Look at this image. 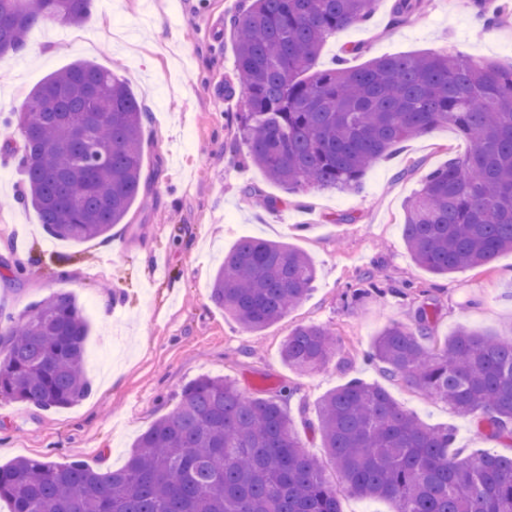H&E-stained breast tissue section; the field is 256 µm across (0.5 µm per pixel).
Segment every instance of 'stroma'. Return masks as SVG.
<instances>
[{"instance_id": "stroma-1", "label": "stroma", "mask_w": 512, "mask_h": 512, "mask_svg": "<svg viewBox=\"0 0 512 512\" xmlns=\"http://www.w3.org/2000/svg\"><path fill=\"white\" fill-rule=\"evenodd\" d=\"M245 0H95L75 26L49 21L25 46L0 59V144H19L7 125L28 93L68 64L109 68L146 108L144 203L110 238L81 242L50 236L21 202V167L0 168V313L28 317L49 295H71L85 316L84 373L89 394L56 409L0 398V465L21 457L78 461L96 470L122 467L134 440L173 411L181 390L204 375L234 381L245 396L289 391L288 412L307 451L329 479L335 468L321 446L316 409L328 392L358 377L386 388L430 425L455 430L463 453L512 456L446 404L385 377L366 357L394 323H413L432 304L434 342L460 325L512 335V253L493 263L436 277L410 258L402 237L404 206L422 178L470 144L440 126L409 139L343 192L289 193L244 161L233 87L229 20ZM395 0H377L373 16L327 38L318 68L341 61L444 52L512 66V13L482 28L468 0H427L424 14L395 21ZM245 236L288 243L310 256L317 277L307 298L281 321L253 332L211 298L217 267ZM24 266L16 276V266ZM377 269L380 293L353 301L365 273ZM318 324L336 333L339 362L300 373L281 358L289 332Z\"/></svg>"}]
</instances>
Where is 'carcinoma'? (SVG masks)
<instances>
[{"mask_svg": "<svg viewBox=\"0 0 512 512\" xmlns=\"http://www.w3.org/2000/svg\"><path fill=\"white\" fill-rule=\"evenodd\" d=\"M377 0H249L230 19L245 99L240 140L289 193L345 191L401 142L451 126L471 145L429 172L405 205L410 258L436 276L512 251V67L462 55L383 56L315 69L327 37L369 20ZM424 0H396L407 18ZM473 8L495 24L506 5ZM93 0H0V58L48 20L84 23ZM21 147L27 195L47 232L75 242L109 236L140 193L145 109L112 71L88 61L51 73L26 101ZM316 268L284 242L245 237L213 275L211 300L253 331L282 320ZM434 310L374 340L371 362L391 379L448 403L487 437L512 441V336L461 325L429 345ZM87 323L54 294L23 323L0 320V396L43 409L84 398ZM329 329L298 326L281 357L301 371L336 358ZM331 483L276 398L250 399L201 376L179 406L134 442L119 470L23 458L0 466L11 512H340L344 494L392 501L395 512H512V456H465L455 434L403 409L382 386L351 379L319 402Z\"/></svg>", "mask_w": 512, "mask_h": 512, "instance_id": "1", "label": "carcinoma"}]
</instances>
